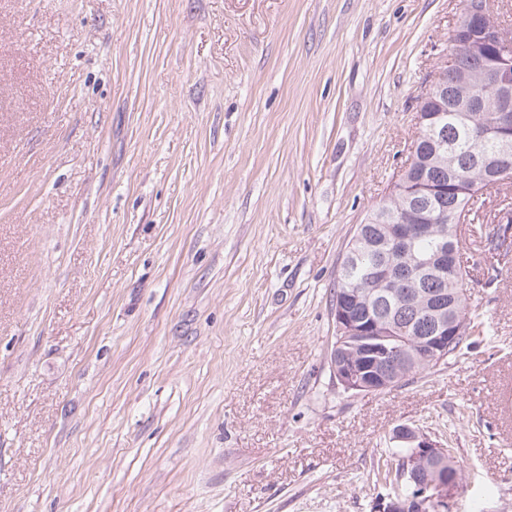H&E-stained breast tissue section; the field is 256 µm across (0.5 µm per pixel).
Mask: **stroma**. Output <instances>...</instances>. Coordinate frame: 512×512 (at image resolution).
<instances>
[{
    "label": "stroma",
    "mask_w": 512,
    "mask_h": 512,
    "mask_svg": "<svg viewBox=\"0 0 512 512\" xmlns=\"http://www.w3.org/2000/svg\"><path fill=\"white\" fill-rule=\"evenodd\" d=\"M462 0H0V512H372L396 426L512 512V261L489 334L337 387L346 246Z\"/></svg>",
    "instance_id": "1"
}]
</instances>
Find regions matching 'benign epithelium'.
<instances>
[{
  "mask_svg": "<svg viewBox=\"0 0 512 512\" xmlns=\"http://www.w3.org/2000/svg\"><path fill=\"white\" fill-rule=\"evenodd\" d=\"M494 0H468L449 32L450 61L439 67L421 96V103L438 102L448 94L457 112L478 111V101L488 94L494 104L489 126L475 132L496 142L497 153L472 154L473 169L480 171L474 188L485 191L492 181L512 173V42L499 33ZM433 158L453 170L455 158L445 137L438 138ZM428 218L416 216L411 224H389L387 245L400 254L404 265L383 271V287L370 294L359 288L344 290L332 314L344 348L333 352L332 371L337 387L349 393H383L396 388L402 373L422 361L448 358V343L460 332L450 310L458 297L448 294V278L456 275L448 263V249L431 257H417L410 247L416 239L433 233ZM432 281V287H412L408 268ZM375 299L380 312L360 316L357 307ZM393 440L409 448L403 458L398 483H406L408 495L388 497L376 504V512H448L459 483V465H450L448 451L426 433L408 425L393 430Z\"/></svg>",
  "mask_w": 512,
  "mask_h": 512,
  "instance_id": "7a95c632",
  "label": "benign epithelium"
}]
</instances>
